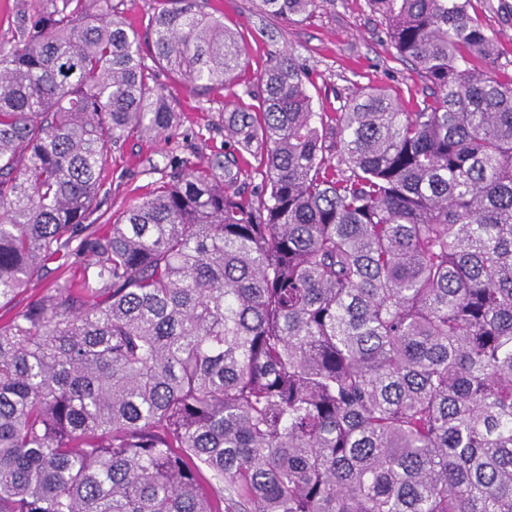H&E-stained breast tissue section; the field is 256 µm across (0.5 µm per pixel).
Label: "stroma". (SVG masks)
<instances>
[{
  "label": "stroma",
  "mask_w": 512,
  "mask_h": 512,
  "mask_svg": "<svg viewBox=\"0 0 512 512\" xmlns=\"http://www.w3.org/2000/svg\"><path fill=\"white\" fill-rule=\"evenodd\" d=\"M227 27L237 30L247 46L249 65L236 84L224 90L199 93L173 81L159 79L181 119L159 142L134 136L112 153V179L98 214L109 219L120 214L139 194L170 172L173 164L195 162L222 147L219 129L224 108L253 83L272 53L289 48L299 61L313 69L316 78L309 92L320 112H335L354 95L357 87L382 89L412 104L430 95L428 83L412 65L395 58L382 27L365 0H323L308 17L276 19L259 8L258 0H212ZM481 23L493 32L500 54L480 62V69L499 76L512 75V0H473Z\"/></svg>",
  "instance_id": "stroma-1"
}]
</instances>
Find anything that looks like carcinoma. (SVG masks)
<instances>
[{
  "label": "carcinoma",
  "instance_id": "1",
  "mask_svg": "<svg viewBox=\"0 0 512 512\" xmlns=\"http://www.w3.org/2000/svg\"><path fill=\"white\" fill-rule=\"evenodd\" d=\"M163 2L147 47L113 0L0 45V308L80 268L0 321V512H512V77L472 65V0H366L412 111L361 87L327 121L284 50L224 109L235 154L97 224L110 148L177 123L155 66L248 65L211 0ZM57 265L58 263L48 264L47 271L44 272L43 277L40 280H35L28 284L23 295L17 299L19 302L12 310L13 312L18 310L27 300L39 297L47 290V288H50L53 284H56L60 278L63 279L70 276L75 270H67L64 275H61V271L56 269Z\"/></svg>",
  "mask_w": 512,
  "mask_h": 512
}]
</instances>
